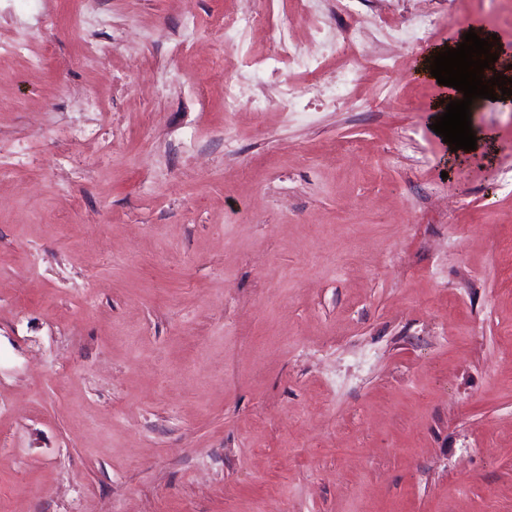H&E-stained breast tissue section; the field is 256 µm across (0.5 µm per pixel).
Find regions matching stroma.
Segmentation results:
<instances>
[{
	"mask_svg": "<svg viewBox=\"0 0 512 512\" xmlns=\"http://www.w3.org/2000/svg\"><path fill=\"white\" fill-rule=\"evenodd\" d=\"M292 9L92 0L80 26L73 0H0V152L28 155L0 180V512H512V107H472L456 165L448 88L415 74L471 28L508 60L512 18L359 0L370 53L377 16L437 28L300 117L310 76L269 69ZM321 11L325 45L290 39L333 79L358 51ZM253 12L225 69L218 20Z\"/></svg>",
	"mask_w": 512,
	"mask_h": 512,
	"instance_id": "obj_1",
	"label": "stroma"
}]
</instances>
